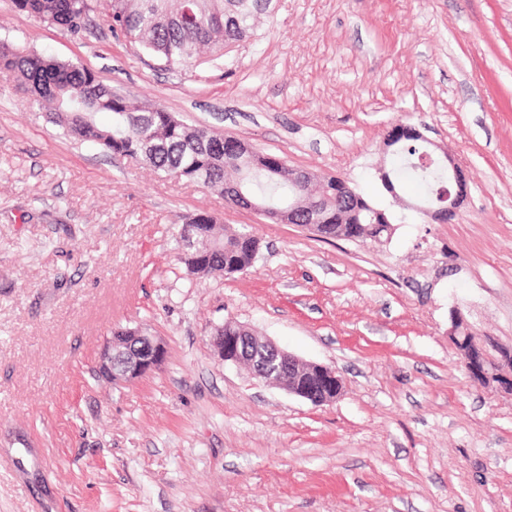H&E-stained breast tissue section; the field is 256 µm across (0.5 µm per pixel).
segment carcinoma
Segmentation results:
<instances>
[{
	"label": "carcinoma",
	"mask_w": 512,
	"mask_h": 512,
	"mask_svg": "<svg viewBox=\"0 0 512 512\" xmlns=\"http://www.w3.org/2000/svg\"><path fill=\"white\" fill-rule=\"evenodd\" d=\"M271 0H14L18 10L73 35L94 17L106 18L112 32L168 67L193 73L255 36L258 17ZM0 75L15 79L33 102L47 107V122L75 140L104 152L141 159L167 177L201 182L217 190L239 188L269 209H286L308 195L314 215L299 212L298 224L316 219L325 240L377 238L391 230L392 215L371 203L341 177H323L301 187L286 167L267 153L232 136L238 150L224 152V136L206 126H189L159 105L119 96L97 73L81 65L45 58L33 50L0 42ZM108 113L107 125L96 114ZM399 179L423 187L428 202L440 200L446 172L440 162L425 166L427 142L414 137L394 149ZM181 262L192 274L246 272L260 253L259 239L226 227L208 212L186 219L179 231Z\"/></svg>",
	"instance_id": "carcinoma-1"
}]
</instances>
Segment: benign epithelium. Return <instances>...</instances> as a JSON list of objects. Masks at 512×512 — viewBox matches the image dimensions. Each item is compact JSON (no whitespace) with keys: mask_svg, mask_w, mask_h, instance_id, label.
I'll list each match as a JSON object with an SVG mask.
<instances>
[{"mask_svg":"<svg viewBox=\"0 0 512 512\" xmlns=\"http://www.w3.org/2000/svg\"><path fill=\"white\" fill-rule=\"evenodd\" d=\"M416 128L401 124L392 126L384 145L390 149L398 139L419 136ZM448 164V195L446 203L426 213L439 221L455 218L468 194V183L463 168L449 153H444ZM448 336L451 337L460 359L468 368L473 382L484 384L495 382L512 394V349L500 352L501 364L489 366L483 346L476 341L463 319L455 314L450 317ZM212 356L220 363L241 365L248 363L255 368L256 380L271 386L283 388L288 394L307 402H314L315 396L301 376L306 367H317L324 377L336 380L324 403L336 400L342 389L340 376L329 365L304 361L295 354L279 347L269 339L253 332L246 336H218L210 339ZM167 347L164 340L138 328H126L122 335L110 337L100 349L96 371L102 378L117 382H133L157 369L165 362Z\"/></svg>","mask_w":512,"mask_h":512,"instance_id":"7a95c632","label":"benign epithelium"}]
</instances>
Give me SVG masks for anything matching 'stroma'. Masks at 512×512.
Returning <instances> with one entry per match:
<instances>
[{"label": "stroma", "mask_w": 512, "mask_h": 512, "mask_svg": "<svg viewBox=\"0 0 512 512\" xmlns=\"http://www.w3.org/2000/svg\"><path fill=\"white\" fill-rule=\"evenodd\" d=\"M255 39L188 75L95 19L74 36L0 0V40L97 72L191 125L340 176L389 235L324 241L62 137L0 76V512H512V395L448 336L512 349V0H273ZM464 169L441 223L385 191L388 129ZM205 210L260 240L253 269L186 271ZM234 321L336 369L320 407L210 353ZM168 349L131 383L95 371L113 329Z\"/></svg>", "instance_id": "stroma-1"}]
</instances>
